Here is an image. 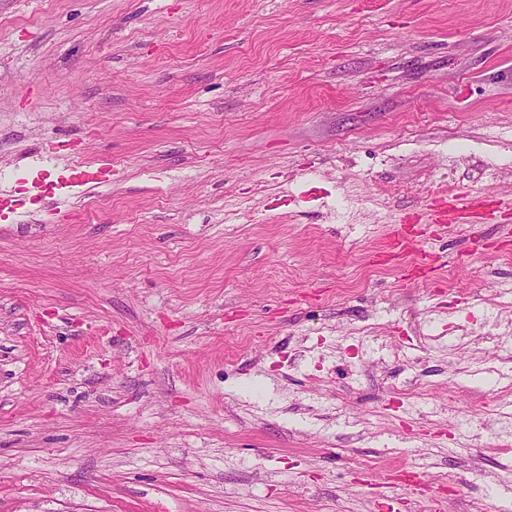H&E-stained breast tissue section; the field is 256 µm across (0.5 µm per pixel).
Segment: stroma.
<instances>
[{"label":"stroma","instance_id":"1","mask_svg":"<svg viewBox=\"0 0 512 512\" xmlns=\"http://www.w3.org/2000/svg\"><path fill=\"white\" fill-rule=\"evenodd\" d=\"M0 188V512L493 499L512 215L428 207L512 197V0H0ZM111 172L109 167H99L96 170L83 169L77 166H65L58 170L55 180L42 183L39 187L42 189L41 197H68L70 192L79 186H83L89 181H100ZM478 199L484 201H477ZM511 209L512 198L503 200L491 194L471 197L448 195V198L436 199L432 205H429V210L433 211L431 224H438V226L457 224L461 219H467L471 223H485L494 211L510 212ZM405 226L394 225L391 233L382 242L379 253L384 256L398 257L406 252L414 251L415 240H407L405 237Z\"/></svg>","mask_w":512,"mask_h":512}]
</instances>
